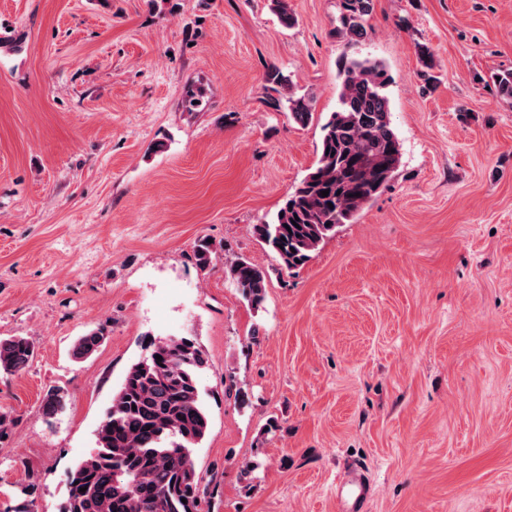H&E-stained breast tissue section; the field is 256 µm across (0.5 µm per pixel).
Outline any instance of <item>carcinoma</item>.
<instances>
[{"mask_svg":"<svg viewBox=\"0 0 512 512\" xmlns=\"http://www.w3.org/2000/svg\"><path fill=\"white\" fill-rule=\"evenodd\" d=\"M280 25L297 18L287 0H271ZM372 0H339V32L354 44L367 36ZM336 110L322 125L317 160L294 187L272 220L253 226L255 236L288 270L306 265L343 224L353 223L387 186L401 160V144L390 120L385 66L370 58L344 57L338 68ZM270 104L305 127L313 118L312 98L297 93L278 67L265 73ZM329 191L321 196V191ZM216 248L202 239L196 266L209 268ZM228 277L258 307L265 299L267 273L247 257L234 259ZM105 339L98 328L73 344L76 360L92 355ZM149 354L132 365L112 396L96 430V447L67 475L60 512H201L204 489L192 453L205 438L209 419L198 374L207 358L195 342L171 337L148 344ZM35 355L25 336L0 338V371L26 369ZM162 360H157L156 356ZM67 391L50 387L42 399L47 420L67 407Z\"/></svg>","mask_w":512,"mask_h":512,"instance_id":"cac0c4a2","label":"carcinoma"}]
</instances>
